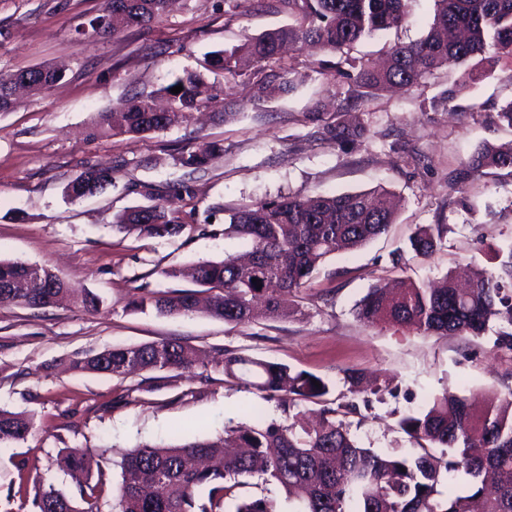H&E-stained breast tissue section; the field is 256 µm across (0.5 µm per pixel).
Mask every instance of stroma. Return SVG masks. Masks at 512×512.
<instances>
[{"label":"stroma","mask_w":512,"mask_h":512,"mask_svg":"<svg viewBox=\"0 0 512 512\" xmlns=\"http://www.w3.org/2000/svg\"><path fill=\"white\" fill-rule=\"evenodd\" d=\"M101 6V0H0V70L53 63L65 71L54 88L20 95L10 111L0 112V258L48 267L103 302L96 313L69 301L42 309L0 306V406L27 412L35 427L27 442L0 448V512H30L20 488L36 478L78 496L58 466L65 448L90 450L103 472L100 510L112 512L118 462L133 446L170 443L178 427L189 438L220 433L249 421L256 406L266 420L288 418L277 401L262 400L212 369L124 378L77 374L68 364L78 353L179 338L202 350L224 348L311 372L329 383L325 402L332 408L348 389L345 371L386 379L395 395L345 418L362 444L379 452L412 451L398 421L444 387L476 395L512 385V353L495 348L494 333L478 340L423 336L368 326L355 314L356 303L376 285L487 267L496 250L512 246V179L454 181L478 145L512 139L494 124L499 107L512 101V60L443 67L417 87L380 91L361 110L344 111L351 83L334 69L336 55L304 48L284 59L290 92L258 103L240 79L205 69L204 57L292 24L269 0H178L151 28L79 36L78 27ZM433 15V0H411L398 27L359 41L349 54L380 60L394 43L426 35ZM468 68L474 79H463ZM186 70L223 87L233 117L180 122L145 137H89L96 113L153 94ZM311 113L363 135L321 138L307 119ZM200 136L223 143L224 153L195 173V197L180 202L183 233L140 238L115 228L127 208L171 195L185 176L173 157ZM115 162L121 169L104 193L65 198L66 185L87 166ZM381 186L398 200L388 233L328 256L288 317L236 325L202 313L169 317L132 306L148 292L189 288V280L166 277V270L244 251L240 239L224 232L232 210L288 192L361 193ZM421 224L446 227L428 257L409 249ZM398 249L401 268L390 261Z\"/></svg>","instance_id":"1"}]
</instances>
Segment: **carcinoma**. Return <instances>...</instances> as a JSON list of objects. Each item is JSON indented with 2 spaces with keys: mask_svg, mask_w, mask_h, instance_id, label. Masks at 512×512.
Masks as SVG:
<instances>
[{
  "mask_svg": "<svg viewBox=\"0 0 512 512\" xmlns=\"http://www.w3.org/2000/svg\"><path fill=\"white\" fill-rule=\"evenodd\" d=\"M170 0H105L101 13L89 18L80 34H115L126 27H144L162 19ZM288 11L294 24L258 36H248L229 49L214 51L207 66L242 77L239 62L247 58L263 69L282 59L288 44L312 46L339 55L337 69L356 71L355 89L346 104L364 105L369 97L388 87L411 88L441 67L464 64L492 50L512 60V0H434L436 10L425 37L391 47L387 62L376 67L352 58L348 50L360 40L402 22L409 0H273ZM28 78L24 88L39 94L62 79L50 64L0 71V112L13 105L17 80ZM182 86L173 94L170 89ZM288 89L279 75L268 74L251 83L252 98L263 101ZM168 107L159 110L141 98L99 112L90 136L141 135L161 132L179 119L190 120L192 111H213L222 122L224 91L199 72H185L161 89ZM329 139L357 137L358 129L324 125ZM224 146L207 141L184 149L174 157L176 166L196 171ZM512 178V141L484 145L458 173L463 183L471 177ZM114 169L89 166L65 188L70 199L104 192L112 185ZM194 186L181 181L172 197L125 210L115 227L147 237H173L185 228L177 203L191 199ZM395 221L387 192L280 195L232 211L225 233L249 246L250 262L234 257L202 261L192 268L195 288L151 292L133 301L139 309L150 307L169 316L204 312L227 323L248 324L262 318L290 314L281 302L284 293H299L313 272L331 254L354 250L386 233ZM442 238L439 224L416 227L411 249L420 256L432 254ZM257 279L256 286L252 279ZM63 295L86 311L97 312L99 296L75 294L64 279L41 265L0 260V305L18 304L38 309ZM357 318L369 325L381 323L433 336L481 338L493 328L498 348L512 350V248L492 268H479L468 284L444 276L438 286L405 282L396 292L372 288L356 308ZM200 363L198 350L180 339L112 346L83 353L70 360L81 374L122 377L135 371L193 369ZM211 367L225 377L256 389L262 398L288 407L321 402L329 386L320 377L287 364L265 361L222 350ZM349 396L337 408L323 410L322 419L307 424L295 413L292 422L271 421L224 429V435L170 445L142 444L126 452L117 466L121 482L112 512H279L275 499L265 494L267 484L285 494L290 512H512V389L487 392L484 407L475 411L469 398L451 388L433 396L420 411L403 416L400 429L429 447L419 452L380 453L360 445L349 426L336 413L358 414L372 399H381L389 387L372 394L360 387L355 372L345 375ZM321 383L316 387L313 381ZM31 415L0 407V447L19 444L32 434ZM67 467L91 474L93 456L88 449L68 448ZM470 477L463 488L443 492L444 482L458 473ZM254 485L258 491L242 492ZM102 482L86 479L80 486L79 508L74 499L54 484L33 487L32 512H99L94 507Z\"/></svg>",
  "mask_w": 512,
  "mask_h": 512,
  "instance_id": "1",
  "label": "carcinoma"
}]
</instances>
